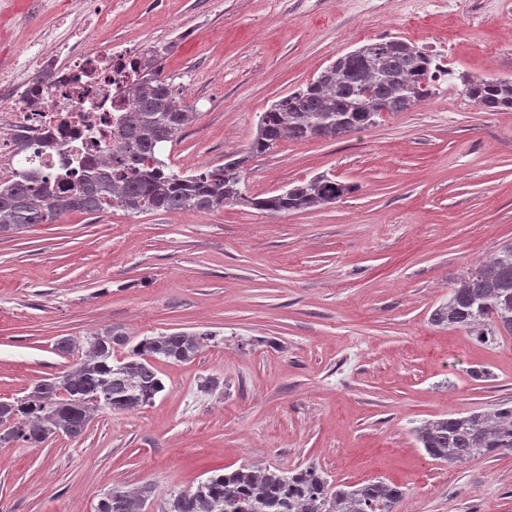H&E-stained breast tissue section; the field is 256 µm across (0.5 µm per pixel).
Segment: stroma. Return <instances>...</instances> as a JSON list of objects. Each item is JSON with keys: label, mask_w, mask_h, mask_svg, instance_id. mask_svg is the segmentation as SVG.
<instances>
[{"label": "stroma", "mask_w": 512, "mask_h": 512, "mask_svg": "<svg viewBox=\"0 0 512 512\" xmlns=\"http://www.w3.org/2000/svg\"><path fill=\"white\" fill-rule=\"evenodd\" d=\"M391 38L458 74L512 77V0H117L91 41L167 43L162 73L195 119L160 156L188 174L246 148L262 112L337 55ZM320 175L356 190L288 214L69 213L0 239V401L75 363L62 337L216 335L193 361L158 362L152 404L99 411L76 440L0 444V512H95L115 486L161 498L243 465L381 480L404 490L397 512H512V455L450 465L411 434L512 407V335L430 320L512 242V111L447 80L345 138L280 140L242 189Z\"/></svg>", "instance_id": "stroma-1"}]
</instances>
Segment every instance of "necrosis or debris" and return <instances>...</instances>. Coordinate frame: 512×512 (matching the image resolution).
Returning <instances> with one entry per match:
<instances>
[{
  "mask_svg": "<svg viewBox=\"0 0 512 512\" xmlns=\"http://www.w3.org/2000/svg\"><path fill=\"white\" fill-rule=\"evenodd\" d=\"M46 11L48 29L0 51V185L111 161L112 130L146 61L132 47L88 48L112 0H46Z\"/></svg>",
  "mask_w": 512,
  "mask_h": 512,
  "instance_id": "1",
  "label": "necrosis or debris"
}]
</instances>
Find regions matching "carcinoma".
Returning <instances> with one entry per match:
<instances>
[{
	"instance_id": "1",
	"label": "carcinoma",
	"mask_w": 512,
	"mask_h": 512,
	"mask_svg": "<svg viewBox=\"0 0 512 512\" xmlns=\"http://www.w3.org/2000/svg\"><path fill=\"white\" fill-rule=\"evenodd\" d=\"M155 50L132 91L127 114L113 129L112 165L97 167L76 184L55 189L19 179L0 189V237L47 224L69 212L99 214L118 207L130 214L195 210L211 212L243 203L260 211L290 213L335 202L355 187L318 176L269 197L249 198L241 189L249 158L283 137L294 141L341 138L366 130L383 112H405L430 99L437 83L454 78L438 58L399 39L372 42L340 55L306 88L274 102L260 115L246 153L224 155V164L180 174L158 157L195 118L176 97ZM462 92L487 112L512 110V78L460 77ZM432 322L469 332L482 341L512 335V242L486 265L451 288ZM201 342L175 331L131 344L119 326H109L78 346L57 342L63 354L80 353L65 373L36 381L14 402H0V444H42L56 437L80 438L99 409L128 413L152 403L165 390L155 362H190ZM434 460L461 464L478 457L512 455V409L473 411L413 429ZM405 491L383 481L333 485L314 466L283 472L243 465L216 473L190 491L172 490L158 512H395ZM149 485L135 492L114 487L96 512H143L152 503Z\"/></svg>"
}]
</instances>
